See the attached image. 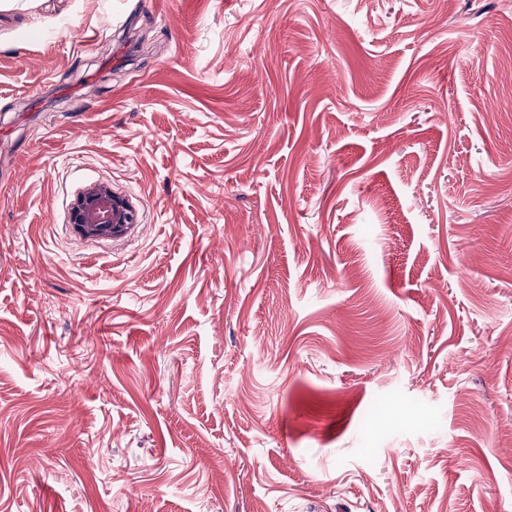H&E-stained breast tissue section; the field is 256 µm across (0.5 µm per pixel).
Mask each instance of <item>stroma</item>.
<instances>
[{"mask_svg":"<svg viewBox=\"0 0 512 512\" xmlns=\"http://www.w3.org/2000/svg\"><path fill=\"white\" fill-rule=\"evenodd\" d=\"M0 185V512H512V0H0ZM70 215L71 224L84 238L122 235L136 223L131 203L101 182L91 183L77 194Z\"/></svg>","mask_w":512,"mask_h":512,"instance_id":"obj_1","label":"stroma"}]
</instances>
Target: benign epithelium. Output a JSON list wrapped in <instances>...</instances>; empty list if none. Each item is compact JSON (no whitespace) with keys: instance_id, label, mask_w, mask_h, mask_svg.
Instances as JSON below:
<instances>
[{"instance_id":"benign-epithelium-1","label":"benign epithelium","mask_w":512,"mask_h":512,"mask_svg":"<svg viewBox=\"0 0 512 512\" xmlns=\"http://www.w3.org/2000/svg\"><path fill=\"white\" fill-rule=\"evenodd\" d=\"M71 223L84 238L114 237L136 223L131 203L101 182L85 186L71 205Z\"/></svg>"}]
</instances>
